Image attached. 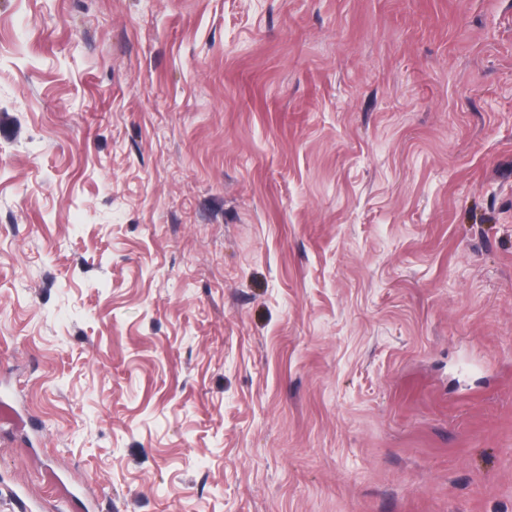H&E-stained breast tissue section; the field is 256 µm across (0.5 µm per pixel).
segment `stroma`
<instances>
[{
	"mask_svg": "<svg viewBox=\"0 0 512 512\" xmlns=\"http://www.w3.org/2000/svg\"><path fill=\"white\" fill-rule=\"evenodd\" d=\"M0 512H512V0H0Z\"/></svg>",
	"mask_w": 512,
	"mask_h": 512,
	"instance_id": "35a3bbf8",
	"label": "stroma"
}]
</instances>
